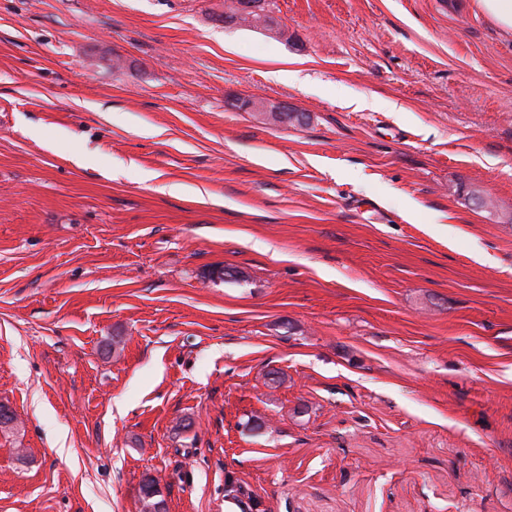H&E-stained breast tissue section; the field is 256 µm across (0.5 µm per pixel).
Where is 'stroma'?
I'll use <instances>...</instances> for the list:
<instances>
[{
	"instance_id": "obj_1",
	"label": "stroma",
	"mask_w": 512,
	"mask_h": 512,
	"mask_svg": "<svg viewBox=\"0 0 512 512\" xmlns=\"http://www.w3.org/2000/svg\"><path fill=\"white\" fill-rule=\"evenodd\" d=\"M271 8L0 0V512H512V37Z\"/></svg>"
}]
</instances>
